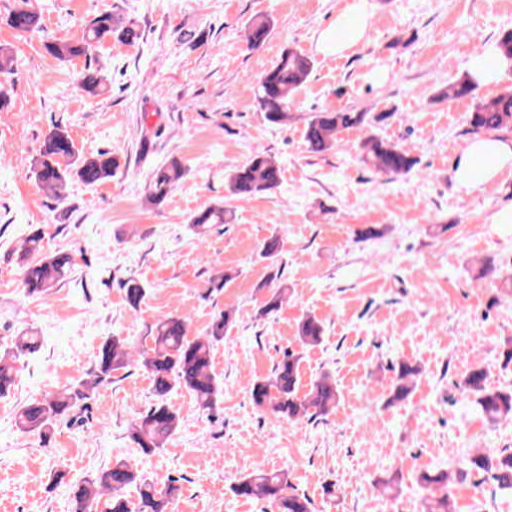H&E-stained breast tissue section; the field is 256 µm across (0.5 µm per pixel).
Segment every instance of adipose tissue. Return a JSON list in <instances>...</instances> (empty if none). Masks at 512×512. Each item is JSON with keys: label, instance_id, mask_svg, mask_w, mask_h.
Returning a JSON list of instances; mask_svg holds the SVG:
<instances>
[{"label": "adipose tissue", "instance_id": "1", "mask_svg": "<svg viewBox=\"0 0 512 512\" xmlns=\"http://www.w3.org/2000/svg\"><path fill=\"white\" fill-rule=\"evenodd\" d=\"M368 26L367 15L353 5L336 18L334 27L318 36V48L340 54L360 43ZM512 166V139L483 137L472 140L464 148L454 169V179L463 188L471 189L495 179Z\"/></svg>", "mask_w": 512, "mask_h": 512}]
</instances>
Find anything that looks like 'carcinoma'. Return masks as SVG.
Here are the masks:
<instances>
[{
  "label": "carcinoma",
  "mask_w": 512,
  "mask_h": 512,
  "mask_svg": "<svg viewBox=\"0 0 512 512\" xmlns=\"http://www.w3.org/2000/svg\"><path fill=\"white\" fill-rule=\"evenodd\" d=\"M7 23L20 32L34 33L41 27L40 15L29 0H15ZM271 22L256 18L245 28L248 48L260 49L270 36ZM117 36L131 44L138 38L132 21H124L112 12L104 11L94 16L86 25L82 37L76 40H52L44 43L46 52L55 59L69 62L78 58L91 59V52L104 41ZM16 58L11 48L0 46V75L8 76L16 70ZM313 70L312 60L294 50L282 52L280 57L256 80L254 98L265 120L276 126H286L293 119V108L300 88ZM83 90L91 96L109 91L111 80L98 67L88 63L80 76ZM475 91L470 79L448 85L445 98L468 97ZM391 113L370 116L368 112H352L343 108H325L313 113L307 120L305 141L308 150L323 154L336 149L340 134L355 126H369L382 122ZM470 126L476 130H497L512 125V87L497 96L481 101L469 117ZM362 161L377 173L397 179L413 172L416 158L408 147L368 135L360 143ZM119 162L110 150H100L89 155L79 154L68 131L54 127L44 138L39 156L34 162V175L38 187L61 199L69 182L78 180L88 185L112 179ZM186 170L176 159L155 168L149 178L144 203L150 208H160L169 199L175 187L185 176ZM282 169L265 151L256 149L242 163L224 175L226 197L245 199L260 193L272 192L281 183ZM233 214L217 201L198 209L189 220L196 233L207 232L214 224H230ZM42 234L36 230L24 242V257H33L23 264L22 283L32 296L48 297L72 271L73 260L69 253L57 251L43 253ZM283 242L273 235L259 246V257L270 266L278 263ZM281 277L280 272L269 275L262 287L269 288V295L257 308V317L265 319L275 315L288 300V289L273 288L271 284ZM125 297L132 308L140 306L146 289L135 279L124 283ZM236 323V311L226 308L216 313L202 336L189 335L187 319L177 313L162 315L149 328L140 343L119 335L108 337L99 347L93 370L88 378L76 386L62 388L44 395L16 412L15 425L22 432H36L47 436L55 425L70 417L75 406L89 398L96 386L112 379L117 373L132 366L145 371L153 382L155 402L148 411L134 420L129 436L142 453L151 455L162 448L180 426V416L167 402L168 394L175 388L189 392L195 405L202 411L212 412L224 395V386L213 370V353L224 341V333ZM325 327L316 315H303L297 323L296 339L305 349L323 340ZM38 338L28 332L14 336L9 345L0 348V397H5L15 383L21 358L37 351ZM302 354L286 351L271 372L252 381L249 395L254 407L288 422L304 419L317 420L333 411L338 402V389L333 376L323 374L315 379L307 391H300L299 365ZM391 401L406 399L422 374V368L402 360L394 368ZM461 388L473 398L477 409L493 423L512 418V388H491L487 385V371L480 365L471 367L461 380ZM473 473L478 477L475 491L482 493L491 486L503 493H512V451L501 450L491 456L476 453L467 457L459 474ZM417 482L430 493L425 499V512H448L449 486L452 476L441 470L423 473ZM129 488L135 489L137 503L126 497ZM75 512H93V506L103 504L101 512H166L165 506L180 486L174 478L158 486L123 458L112 460L82 483L71 487ZM235 495L261 499L271 506V512H314V503L307 495L291 489L288 471L255 469L233 486Z\"/></svg>",
  "instance_id": "1"
}]
</instances>
